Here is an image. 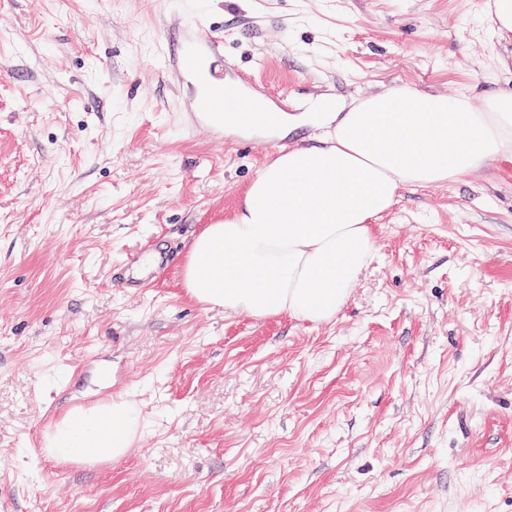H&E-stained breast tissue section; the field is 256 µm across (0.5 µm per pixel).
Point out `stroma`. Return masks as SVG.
<instances>
[{
  "label": "stroma",
  "instance_id": "1",
  "mask_svg": "<svg viewBox=\"0 0 512 512\" xmlns=\"http://www.w3.org/2000/svg\"><path fill=\"white\" fill-rule=\"evenodd\" d=\"M492 0H0V499L12 512H512V162L401 191L336 319L182 286L205 225L316 129L191 126L162 25L203 13L291 115L405 86L512 89ZM169 254L147 287L112 265ZM110 398L120 460L42 438Z\"/></svg>",
  "mask_w": 512,
  "mask_h": 512
}]
</instances>
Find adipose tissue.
I'll list each match as a JSON object with an SVG mask.
<instances>
[{"label": "adipose tissue", "instance_id": "obj_1", "mask_svg": "<svg viewBox=\"0 0 512 512\" xmlns=\"http://www.w3.org/2000/svg\"><path fill=\"white\" fill-rule=\"evenodd\" d=\"M320 110L335 127L316 145L279 151L239 210L192 240L182 280L189 298L257 318L332 321L374 253L373 221L402 188L512 159V91L476 106L404 87L345 112ZM140 423L135 403L109 400L66 413L42 445L60 462H112Z\"/></svg>", "mask_w": 512, "mask_h": 512}]
</instances>
